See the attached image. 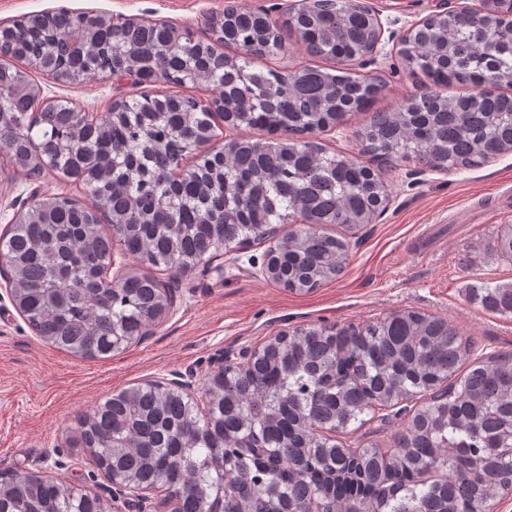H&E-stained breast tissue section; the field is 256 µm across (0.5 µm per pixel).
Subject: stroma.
<instances>
[{"label":"stroma","instance_id":"stroma-1","mask_svg":"<svg viewBox=\"0 0 512 512\" xmlns=\"http://www.w3.org/2000/svg\"><path fill=\"white\" fill-rule=\"evenodd\" d=\"M383 36L375 52L347 63L354 76L376 75L385 85L375 103L396 110L427 86L398 55L408 29L434 13L438 0H365ZM64 6L113 18L163 19L208 36V18L225 0H0V20ZM44 96L84 112H106L113 100L139 86L91 75L59 83L30 69ZM368 113L353 112L317 134L328 154L369 165L386 185L388 201L372 223L348 235L349 253L339 276L309 292L291 291L263 273L267 242L233 244L217 264L158 272L174 305L152 336L106 359H83L39 339L9 294L0 289V472H38L94 490L105 479L87 454L71 448L79 416L102 399L146 380L175 374L208 376L221 352H239L300 327L365 324L409 309L448 320L474 342L473 356L512 352V315L486 310L467 296L484 284L512 282V264L489 248L499 225L512 224V152L478 168L431 171L402 161L381 163L361 153L359 131ZM66 194L88 208L98 199L86 186L53 171L29 181L0 155V231L44 196Z\"/></svg>","mask_w":512,"mask_h":512}]
</instances>
